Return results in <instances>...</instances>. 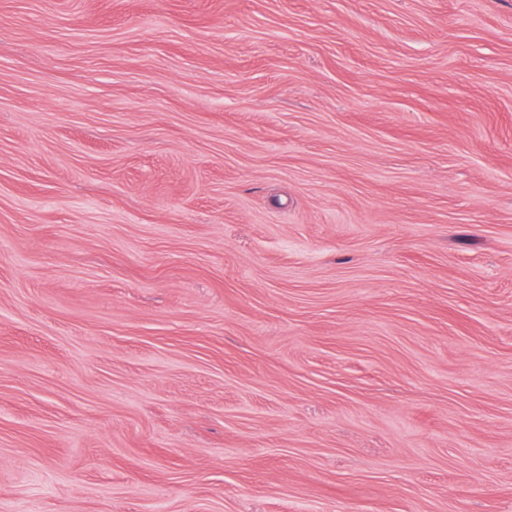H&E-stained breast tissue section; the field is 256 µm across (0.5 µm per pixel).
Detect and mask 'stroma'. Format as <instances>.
<instances>
[{
  "label": "stroma",
  "instance_id": "obj_1",
  "mask_svg": "<svg viewBox=\"0 0 512 512\" xmlns=\"http://www.w3.org/2000/svg\"><path fill=\"white\" fill-rule=\"evenodd\" d=\"M0 512H512V0H0Z\"/></svg>",
  "mask_w": 512,
  "mask_h": 512
}]
</instances>
